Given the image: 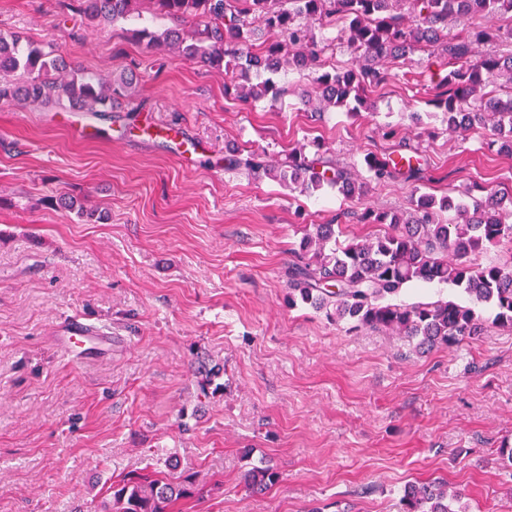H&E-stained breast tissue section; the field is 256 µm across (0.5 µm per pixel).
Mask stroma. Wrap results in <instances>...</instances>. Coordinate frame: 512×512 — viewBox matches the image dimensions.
<instances>
[{"label": "stroma", "mask_w": 512, "mask_h": 512, "mask_svg": "<svg viewBox=\"0 0 512 512\" xmlns=\"http://www.w3.org/2000/svg\"><path fill=\"white\" fill-rule=\"evenodd\" d=\"M70 2L0 0V32L53 44L89 75L132 70L139 85L91 142L72 134L69 109L0 104V512H99L112 483L147 468L196 475L182 512H399L405 485L435 478L466 512H512V331L424 352L288 302L312 225H335L344 243L379 233L358 222L364 207L512 185V157L449 133L435 109L441 60L409 54L357 113L313 112L294 71L277 100L248 105L225 95L224 69L133 35L165 21L91 27ZM146 120L183 127L191 164L136 136ZM316 139L359 175L365 154L418 149L424 179L358 199L224 163L235 149L279 161ZM60 192L102 220L55 209ZM70 317L111 350L62 354ZM201 357L222 385L208 397ZM265 465L278 480L252 494L244 475Z\"/></svg>", "instance_id": "1"}]
</instances>
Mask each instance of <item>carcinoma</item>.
Listing matches in <instances>:
<instances>
[{
  "label": "carcinoma",
  "mask_w": 512,
  "mask_h": 512,
  "mask_svg": "<svg viewBox=\"0 0 512 512\" xmlns=\"http://www.w3.org/2000/svg\"><path fill=\"white\" fill-rule=\"evenodd\" d=\"M74 11L89 24L140 19L147 11L171 26L134 34L146 46L179 59L211 67L224 66L238 76L224 85L225 94L253 104L281 95L274 75L288 67L314 73L304 94L318 112L336 105L366 106L369 94L388 80V62L415 51L434 54L448 65L438 84L436 103L446 110L448 129L489 126L500 152L512 156V99L481 93L486 79L504 77L512 84V50L482 51L503 39L512 44V0H74ZM483 16L504 24L478 29L466 21ZM345 25L339 39L358 53V67L323 71V47L311 24ZM203 27L188 35L183 25ZM136 87V76L125 71L114 78L80 73L58 49L44 50L15 34L0 33V103L54 104L99 116L112 111L113 96ZM314 157L291 151L281 163L268 164L253 154L228 159L255 177H269L303 192L335 189L362 197L370 181L409 182L421 178L419 159L398 151L363 159L369 179L362 180L324 157L315 141ZM468 196L440 199L422 193L404 211L367 207L358 214L362 224L388 230L372 238L336 246L332 224H316L304 235L291 267L288 303L301 302L351 329L370 328L395 333L420 349L456 347L493 326L512 331V265L478 263L474 255L501 242H512V189L504 187ZM59 207L80 219L103 216L85 202L60 195ZM451 213L445 220L441 214ZM412 283L451 285L470 301L395 303L392 298ZM493 311L492 321L481 310ZM271 467L245 474L246 488L262 494L277 481ZM198 493L191 475L158 478L144 473L112 488V499L101 512H173L175 504ZM460 493L441 481L408 485L400 498L401 512H456Z\"/></svg>",
  "instance_id": "1"
}]
</instances>
